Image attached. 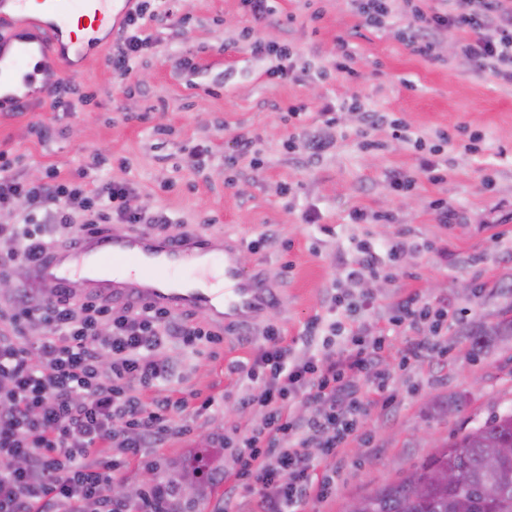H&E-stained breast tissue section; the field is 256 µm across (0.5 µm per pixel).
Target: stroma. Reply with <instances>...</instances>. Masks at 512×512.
<instances>
[{"label": "stroma", "mask_w": 512, "mask_h": 512, "mask_svg": "<svg viewBox=\"0 0 512 512\" xmlns=\"http://www.w3.org/2000/svg\"><path fill=\"white\" fill-rule=\"evenodd\" d=\"M317 6L318 18L304 0H275L274 15L257 22L240 0H176L178 25L146 21L157 44L124 84L113 80L111 48L82 67L55 61L53 80L79 85L91 100L63 110L48 97L28 111H0V151L31 181L52 168L63 179L83 174L91 188L114 177L134 189L136 206L171 223L246 243L265 239L264 249L246 247L239 258L248 268L263 265L278 288L267 319L295 346L315 319L333 320L335 295L344 324L386 330L397 399L387 412L361 418L338 449L335 494L306 505V512H346L351 500L399 482L473 421L512 406V341L489 336L476 349L469 336L512 318V85L458 56L455 37L426 59L395 28L359 27L346 0ZM248 31L269 44L290 41L298 70L275 76L276 56L253 55L243 39ZM343 39L356 57L353 80L335 70ZM178 57L191 67H175ZM296 104L306 105L309 129L321 128L324 109L338 118L335 142L320 155L287 148L294 130L281 114ZM363 110L384 113L387 124L364 129ZM395 119L406 123L407 139L393 138ZM242 134L255 140L257 163L239 157ZM365 138L380 149H364ZM95 155L101 166L91 165ZM427 157L443 181L421 173ZM396 173L414 178L415 187L394 190ZM437 198L455 209L448 223L430 206ZM357 208L393 220L355 224ZM311 209L318 223H305ZM362 239L402 244L383 290L355 288L345 278ZM411 295L447 308L448 333L439 355L405 372L398 356L414 333L389 319ZM260 342L239 329L225 333L216 359L176 345L165 353L177 388L224 398L222 410L202 419L198 437L171 440L160 451L165 475L193 477L194 512L224 504V467L207 456V443L252 423L240 402L250 383L231 366L248 362Z\"/></svg>", "instance_id": "stroma-1"}]
</instances>
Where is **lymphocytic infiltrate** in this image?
Masks as SVG:
<instances>
[{"mask_svg":"<svg viewBox=\"0 0 512 512\" xmlns=\"http://www.w3.org/2000/svg\"><path fill=\"white\" fill-rule=\"evenodd\" d=\"M361 25L385 28L399 19V34L417 55L431 58L448 34H458L459 55L501 81L512 84V0H405L395 15L393 0H348ZM143 12L129 14L115 37L110 63L125 78L154 43L141 23ZM305 105L290 106L285 119L299 130L292 146L320 153L329 147L328 130L337 124L324 114V132L304 127ZM133 189L112 180L89 190L81 176L60 179L48 170L43 181L28 182L13 172L0 152V211L11 213L18 200L42 211L45 224H0V279L17 269L26 276L0 303V512H180L182 484L161 477L144 486L136 499L114 498L111 489L130 460L151 470L161 467L158 448L174 438H190L198 418L218 411L222 402L207 397L196 407L187 399L163 397L143 402L146 390L166 387L174 367L164 359L170 341L194 351L217 345L220 334L209 324L164 309L117 304L94 296L54 301L36 281L35 264L52 243L76 245L87 224L149 223L131 205ZM168 230L165 217L154 219ZM59 229L47 234L46 224ZM393 325L418 337L401 356V365L422 362L437 350L442 320L430 317L416 298L401 301ZM321 345L305 340L288 345L274 324L263 327V346L240 371L250 388L243 405L257 410L260 422L209 444L212 457L234 449V467L224 476V498L254 492L250 512H305L310 498L336 489L337 449L357 427L361 414L387 410L395 393L383 366L385 338L367 336L363 326L327 325ZM347 335L343 347L333 339ZM372 386L360 392V381ZM318 403L316 413L298 416L296 400ZM325 461L317 471V461Z\"/></svg>","mask_w":512,"mask_h":512,"instance_id":"obj_1","label":"lymphocytic infiltrate"}]
</instances>
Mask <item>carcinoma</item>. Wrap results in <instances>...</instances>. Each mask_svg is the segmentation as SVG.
I'll return each instance as SVG.
<instances>
[{"mask_svg": "<svg viewBox=\"0 0 512 512\" xmlns=\"http://www.w3.org/2000/svg\"><path fill=\"white\" fill-rule=\"evenodd\" d=\"M512 446V408L493 411L470 430L448 440L443 448L415 467L396 484L362 497L363 512H456L464 503L467 512H512V460L499 470L486 466L488 448ZM459 474L455 485L443 481L444 472ZM425 485L424 495L415 497L412 487Z\"/></svg>", "mask_w": 512, "mask_h": 512, "instance_id": "obj_1", "label": "carcinoma"}]
</instances>
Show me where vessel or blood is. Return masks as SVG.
<instances>
[{"label": "vessel or blood", "mask_w": 512, "mask_h": 512, "mask_svg": "<svg viewBox=\"0 0 512 512\" xmlns=\"http://www.w3.org/2000/svg\"><path fill=\"white\" fill-rule=\"evenodd\" d=\"M132 0H0V18L15 8L40 24L55 41H67L76 56L112 32L130 11ZM41 40L12 34L0 50V100L25 102L19 88L38 81ZM47 288L70 296L94 295L173 313H202L214 330L258 321L277 300L264 269L244 270L239 244L229 234L189 232L179 237L152 234L122 224L85 231L76 247L54 246L38 267Z\"/></svg>", "instance_id": "obj_1"}]
</instances>
